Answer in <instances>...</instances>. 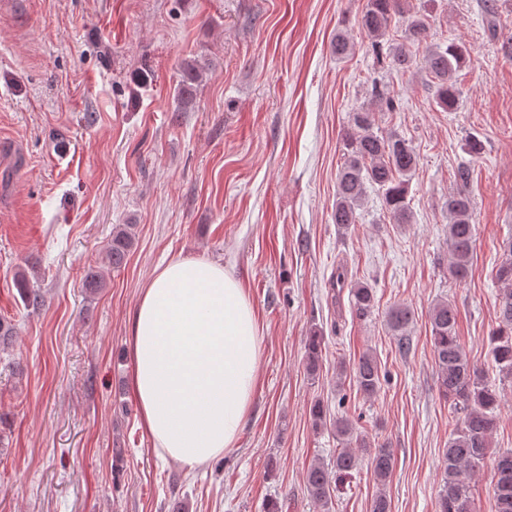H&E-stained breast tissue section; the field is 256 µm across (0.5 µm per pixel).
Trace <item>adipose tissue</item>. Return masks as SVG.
Listing matches in <instances>:
<instances>
[{
    "mask_svg": "<svg viewBox=\"0 0 512 512\" xmlns=\"http://www.w3.org/2000/svg\"><path fill=\"white\" fill-rule=\"evenodd\" d=\"M130 385L161 458L187 470L235 446L257 381L261 337L240 282L203 257L158 266L130 319Z\"/></svg>",
    "mask_w": 512,
    "mask_h": 512,
    "instance_id": "1",
    "label": "adipose tissue"
}]
</instances>
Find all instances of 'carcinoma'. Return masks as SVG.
<instances>
[{"label": "carcinoma", "mask_w": 512, "mask_h": 512, "mask_svg": "<svg viewBox=\"0 0 512 512\" xmlns=\"http://www.w3.org/2000/svg\"><path fill=\"white\" fill-rule=\"evenodd\" d=\"M402 16L400 0H367L360 18V28L376 43L384 38L393 19ZM401 42L389 51L388 58L377 56L380 63H388L393 70L404 72L412 63L411 46L425 45L424 63L432 78L436 103L453 111L457 105L456 75L470 61V51L461 41L451 40L446 46H428L426 19L421 14L404 18ZM201 66L198 60H185L180 67V78L175 89V111L184 112L196 100ZM372 99L388 112L395 111L396 102L385 85L374 83ZM346 140L347 157L338 172L336 210L334 221L347 229L356 223V209L366 195L367 186L383 191L384 203L393 223H411L409 176L417 165V155L404 138L378 135L373 131L372 113L361 109L352 114ZM472 178L467 164L459 165L454 179L460 190L448 196L449 273L457 280L468 277L473 244V224L469 198L465 193ZM135 225L117 224L105 246L109 265L119 269L125 263L135 243ZM495 279L501 284L497 295L498 328L489 338L490 350L502 379H512V238L506 242L501 261L496 265ZM84 285L95 296L107 287L103 275L90 267L84 274ZM336 288L349 289L351 304L358 316L368 315L374 307L375 291L366 283L347 282L345 273L336 274ZM21 301L28 309L37 310L44 304L41 290L30 286L25 276L17 279ZM431 340L435 365L442 393L454 412L460 414V423L448 439L445 466L437 496L436 512H474L470 481L491 448V437L496 426V412L500 405L498 388L477 369L471 367L457 335V313L452 304L440 301L430 314ZM413 321L412 310L405 304H395L387 312V325L393 335L404 336ZM323 336L313 330L306 344V365L315 372L322 357ZM359 391L368 399L380 391V363L370 354H363L354 364ZM354 436L352 423L336 419V438L344 444L337 449L332 467L315 463L307 469L305 486L310 497L324 512H329L332 480H341L358 468L361 458L350 447ZM370 470L377 485L383 487L394 468V457L388 448H378L370 454ZM495 512H512V450L498 453L492 485Z\"/></svg>", "instance_id": "carcinoma-1"}]
</instances>
